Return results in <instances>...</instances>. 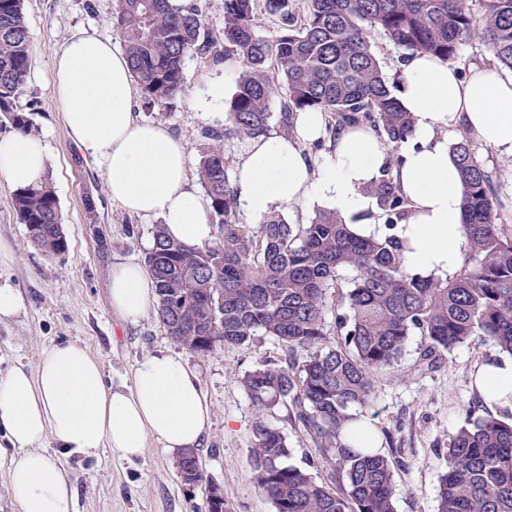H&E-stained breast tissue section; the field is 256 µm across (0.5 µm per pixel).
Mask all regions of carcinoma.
<instances>
[{
    "label": "carcinoma",
    "instance_id": "cac0c4a2",
    "mask_svg": "<svg viewBox=\"0 0 512 512\" xmlns=\"http://www.w3.org/2000/svg\"><path fill=\"white\" fill-rule=\"evenodd\" d=\"M255 2L224 0L218 33L198 0H119L112 18L149 108L171 109L184 89L186 59L208 57L220 39L224 58L240 67L230 131L205 130L197 159L217 238L190 245L156 226L145 262L156 283L157 318L173 341L202 355L257 336L286 351L284 362L261 364L240 379L257 412L253 477L275 512H396L393 460L381 448L343 445L344 425L371 407L378 377L401 363L416 332L423 337L421 372L472 342L512 356V225L502 223L492 175L463 134L450 148L464 187L460 260L444 277L406 270L394 229L408 203L392 170L402 163L414 118L389 89L369 34L446 61L459 46L477 43L512 71V0H482L478 15L468 0H265L279 21L271 38L255 30ZM23 9L24 0H0V115L29 133L18 106L33 58ZM277 96L285 131L295 113L319 110L334 118L330 135L361 124L390 146L388 167L366 186L383 234L356 236L334 210L309 224H290L280 212L255 226L241 221L224 141L230 133L241 141L266 135ZM13 209L19 223L43 225L36 248L67 251L49 179L16 189ZM281 407L321 452L327 478L287 463V438L265 420ZM446 457L437 512H512V417L478 416L468 407ZM176 468L186 486L203 480L193 449L176 457ZM205 512H229L224 491L212 484Z\"/></svg>",
    "mask_w": 512,
    "mask_h": 512
}]
</instances>
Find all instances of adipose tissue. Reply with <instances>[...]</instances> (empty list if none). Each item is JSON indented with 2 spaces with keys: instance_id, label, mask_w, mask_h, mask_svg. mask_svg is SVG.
<instances>
[{
  "instance_id": "adipose-tissue-1",
  "label": "adipose tissue",
  "mask_w": 512,
  "mask_h": 512,
  "mask_svg": "<svg viewBox=\"0 0 512 512\" xmlns=\"http://www.w3.org/2000/svg\"><path fill=\"white\" fill-rule=\"evenodd\" d=\"M51 79L70 137L84 156L100 161L113 201L140 216L160 217L167 235L188 244L210 241V213L190 181L183 142L160 123L137 120L134 84L124 53L111 40L83 31L56 55ZM396 95L415 118L393 176L410 202L395 229L407 249L405 266L417 276H442L455 267L463 242V187L447 132L465 128L476 141L512 157V77L489 64L461 77L456 68L425 53L407 55L398 68ZM326 134V115L294 117L292 137L252 141L237 166L238 206L254 219L274 209L325 202L356 235H380L375 201L363 189L378 178L389 149L368 127L336 133L324 163L305 144ZM45 143L17 133L0 140V177L15 186L43 181ZM110 298L122 320L137 322L156 300L154 283L135 262L113 264ZM474 384L485 404L512 409V357L478 366ZM211 420L198 379L178 354L155 352L133 369L130 383L106 384L100 362L77 343L45 349L35 368L14 367L0 377V433L9 449L8 485L20 512H74L70 474L43 451L98 456L105 448L133 460L148 442L168 453L199 447Z\"/></svg>"
}]
</instances>
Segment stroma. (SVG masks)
Listing matches in <instances>:
<instances>
[{
  "label": "stroma",
  "mask_w": 512,
  "mask_h": 512,
  "mask_svg": "<svg viewBox=\"0 0 512 512\" xmlns=\"http://www.w3.org/2000/svg\"><path fill=\"white\" fill-rule=\"evenodd\" d=\"M117 0H24L25 22L33 47V64L19 103L30 120L33 136L48 149V175L58 197L68 241L65 253L50 256L32 246L25 225L12 207L14 185L0 178V284L16 288L24 306L0 319V376L23 364L35 367L43 350L58 343L85 346L103 366L107 383L129 382L134 366L146 356L168 349L181 354L196 373L211 411L210 428L198 450L204 482L190 488L175 468V458L157 446L143 457L126 461L111 449L98 457L62 458L76 491V512H204L206 487L224 491L231 512H275L272 502L252 479L250 450L256 412L239 379L264 362L286 356L273 339L227 345L203 356L174 342L148 312L138 323L122 322L110 304L114 263H144L160 219L129 214L109 195L102 167L83 157L71 141L50 79L53 59L73 33L86 30L114 38L112 16ZM239 65L199 57L185 62V87L175 107L159 113L135 98L139 120L166 125L197 158L208 128H225L226 115L200 111L196 102L209 84L224 81L235 89ZM475 149L492 172L512 224V161L493 149ZM420 336H412L401 364L377 383L367 416L388 435L398 463L395 467L397 512H436V497L445 471L448 438L465 419L474 398L472 373L480 363L498 357L496 347L475 343L445 354L435 372L416 373L413 363ZM267 421L282 431L292 450L290 464L304 467L319 452L302 428L279 409Z\"/></svg>",
  "instance_id": "stroma-1"
}]
</instances>
